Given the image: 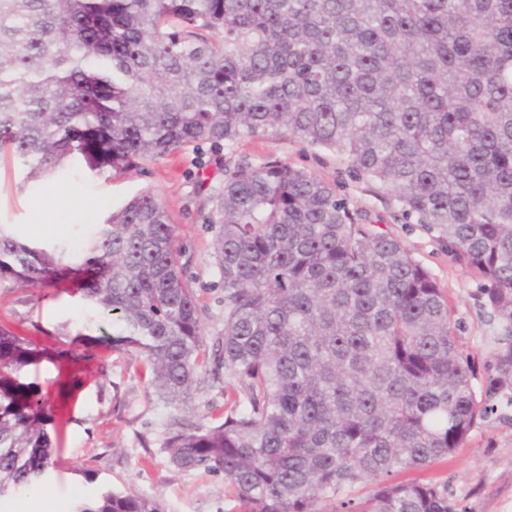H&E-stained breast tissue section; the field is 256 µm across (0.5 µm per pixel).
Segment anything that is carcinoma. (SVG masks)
<instances>
[{
  "label": "carcinoma",
  "instance_id": "carcinoma-1",
  "mask_svg": "<svg viewBox=\"0 0 512 512\" xmlns=\"http://www.w3.org/2000/svg\"><path fill=\"white\" fill-rule=\"evenodd\" d=\"M289 135L389 189L486 282L505 338L486 385L448 300L401 242L278 159L209 188L224 328L206 342L177 227L144 191L78 262L0 226V282H69L112 315L175 410L224 367L234 408L174 414L160 453L221 473L243 512H456L448 489L392 483L512 406V0H0V149L29 182L66 161L126 170L190 144ZM37 344L0 326V368ZM52 411L0 378V500L54 465ZM378 482L372 496L354 489ZM75 512H163L108 491Z\"/></svg>",
  "mask_w": 512,
  "mask_h": 512
}]
</instances>
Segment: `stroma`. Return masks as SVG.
<instances>
[{
	"instance_id": "obj_1",
	"label": "stroma",
	"mask_w": 512,
	"mask_h": 512,
	"mask_svg": "<svg viewBox=\"0 0 512 512\" xmlns=\"http://www.w3.org/2000/svg\"><path fill=\"white\" fill-rule=\"evenodd\" d=\"M269 158L334 185L350 206L366 211L428 269L448 298L458 350L473 371V383L482 387L503 332L484 305L480 278L452 260L434 233L404 215L392 192L352 176L333 153L295 138L191 144L121 173L96 172L81 163L26 188L17 158L2 152L0 224L11 225L29 243L72 244L93 235L134 196L153 192L177 227L179 264L198 298L210 342L224 328V288L215 264V230L206 222V188L223 181L225 166L257 165ZM0 325L31 337L43 351L36 364L11 371L10 377L38 390L53 408L56 426L49 435L60 448V467L43 481L38 496L5 501L0 512H75L108 491L145 494L165 512H229L223 475L178 472L160 454L164 410L142 380L136 356L83 344L84 336L111 333V318L52 282H5L0 284ZM87 466L96 470L94 480L84 478ZM393 479L447 486L458 512H512V407L498 405L478 420L453 454L399 471Z\"/></svg>"
}]
</instances>
